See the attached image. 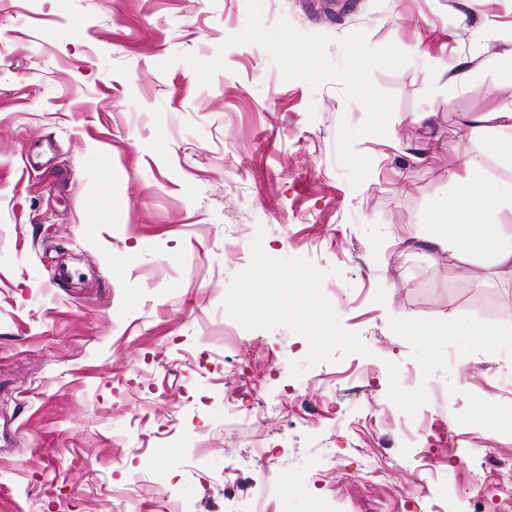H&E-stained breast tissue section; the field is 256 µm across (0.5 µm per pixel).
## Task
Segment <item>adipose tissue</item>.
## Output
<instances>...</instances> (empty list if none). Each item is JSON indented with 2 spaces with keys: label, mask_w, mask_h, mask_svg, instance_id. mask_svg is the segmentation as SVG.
<instances>
[{
  "label": "adipose tissue",
  "mask_w": 512,
  "mask_h": 512,
  "mask_svg": "<svg viewBox=\"0 0 512 512\" xmlns=\"http://www.w3.org/2000/svg\"><path fill=\"white\" fill-rule=\"evenodd\" d=\"M473 127L486 153L512 163V105L475 117ZM448 181L453 194L436 204L425 241L464 261L491 257L495 268L512 273V236L502 234L499 222L503 212H512V183L492 180L458 143L448 147Z\"/></svg>",
  "instance_id": "ef3b65f1"
}]
</instances>
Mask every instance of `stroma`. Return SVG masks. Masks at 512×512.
Segmentation results:
<instances>
[{
    "instance_id": "1",
    "label": "stroma",
    "mask_w": 512,
    "mask_h": 512,
    "mask_svg": "<svg viewBox=\"0 0 512 512\" xmlns=\"http://www.w3.org/2000/svg\"><path fill=\"white\" fill-rule=\"evenodd\" d=\"M283 18L335 61L356 31L410 56L372 74L393 137L356 141L359 187L337 139L364 107L225 47L246 0H0V488L25 512H500L512 335L456 329L512 325V275L421 238L449 144L512 182L472 131L512 102V0H262ZM187 53L227 68L199 85ZM261 450L286 463L260 503Z\"/></svg>"
}]
</instances>
